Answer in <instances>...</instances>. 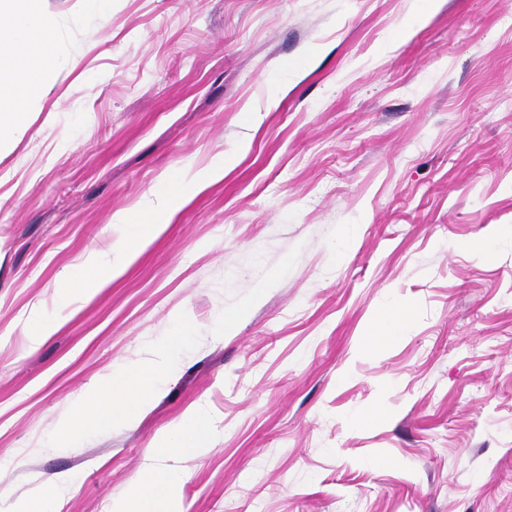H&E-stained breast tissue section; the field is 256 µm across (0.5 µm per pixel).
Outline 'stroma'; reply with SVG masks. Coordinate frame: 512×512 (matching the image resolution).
Returning <instances> with one entry per match:
<instances>
[{
	"mask_svg": "<svg viewBox=\"0 0 512 512\" xmlns=\"http://www.w3.org/2000/svg\"><path fill=\"white\" fill-rule=\"evenodd\" d=\"M73 71L0 149V512H110L197 405L181 512H512V0H44ZM284 88L269 108L271 87ZM237 154L76 314L115 212ZM409 331L372 349L376 313ZM238 320L225 334V314ZM60 328L31 345V319ZM193 327L138 423L60 429ZM387 416L367 424L377 402ZM118 273V265L102 263L95 250L89 252L77 273L66 276L57 293V301L63 309L75 313L78 304L93 298ZM213 437L212 423L203 409L170 428L155 448L158 459H171L186 454L204 455L209 451Z\"/></svg>",
	"mask_w": 512,
	"mask_h": 512,
	"instance_id": "stroma-1",
	"label": "stroma"
}]
</instances>
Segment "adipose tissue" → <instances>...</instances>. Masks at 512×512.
<instances>
[{
  "mask_svg": "<svg viewBox=\"0 0 512 512\" xmlns=\"http://www.w3.org/2000/svg\"><path fill=\"white\" fill-rule=\"evenodd\" d=\"M42 3L43 0H0V41L12 49L8 60H0V143L25 130L30 96L39 86L54 83L64 66L58 56L56 25L44 13ZM187 198V192L163 197L159 204L149 205L141 217L127 211L116 212L113 223L130 233L121 256L149 244ZM117 272V266L101 262L97 252H89L79 270L65 277L57 293L59 305L76 308L93 298ZM190 333L189 324L179 322L151 359L106 375L88 391L81 412L92 416L102 428L118 419L135 422L153 402L159 382L170 371L174 354L186 344ZM212 437L211 420L201 409L170 428L155 449L157 464L144 470L135 481L132 503L117 502L112 512H172L174 493L183 476L168 466V459L206 454Z\"/></svg>",
  "mask_w": 512,
  "mask_h": 512,
  "instance_id": "adipose-tissue-1",
  "label": "adipose tissue"
}]
</instances>
